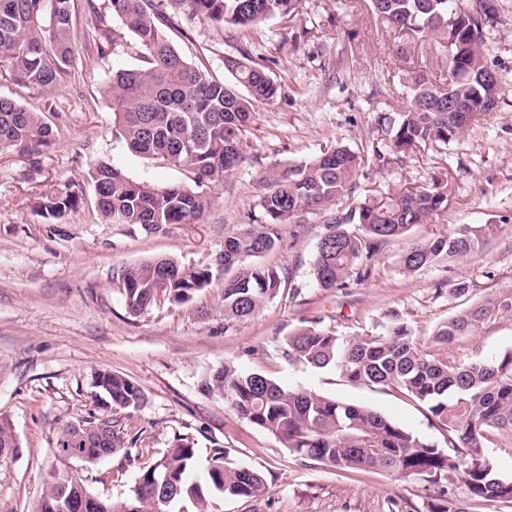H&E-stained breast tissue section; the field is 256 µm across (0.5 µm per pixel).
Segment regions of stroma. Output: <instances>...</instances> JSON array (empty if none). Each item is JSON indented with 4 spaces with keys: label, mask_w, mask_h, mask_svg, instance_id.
I'll use <instances>...</instances> for the list:
<instances>
[{
    "label": "stroma",
    "mask_w": 512,
    "mask_h": 512,
    "mask_svg": "<svg viewBox=\"0 0 512 512\" xmlns=\"http://www.w3.org/2000/svg\"><path fill=\"white\" fill-rule=\"evenodd\" d=\"M106 0H72L77 49L59 86L41 93L0 78V97L41 112L59 131L38 167L0 153V418L11 424L18 450L0 461V512H36L50 473L68 467L94 493L123 500L142 464L160 457L177 438L194 441L197 475L216 447L263 475L268 491L254 499L227 498L218 512H427L435 487L406 483L379 470L348 471L302 458L272 434L241 419L223 396L201 388L204 375L231 363L281 385L369 407L417 436L446 445L419 403L394 387L357 385L336 370H317L286 354L285 340L302 321L318 318L337 335L377 332L386 311L399 312L427 353L467 364L512 348V0H499V20L484 33L487 64L503 95L496 112L472 122L456 142L411 154L404 163L376 159L359 171L352 197L395 194L406 184L450 181L447 213L390 240L371 261L364 281L347 279L317 288L311 263L330 216L304 210L284 225L263 264L284 268L279 292L250 317L224 318L223 285L213 282L184 305L161 302L130 316L116 274L158 256L184 266H205L225 237L253 223L263 182L272 168L308 160L342 144L371 148L378 120L409 103V72L424 71L446 84L448 65L429 45L374 16L369 0H303L298 16L254 27L179 21L166 30L175 49L215 78L231 81L230 59L262 65L278 96L254 106L246 160L223 185L196 224H171L148 234L105 222L94 208L89 168L108 161L140 180L167 184L187 179L185 169L132 154L112 133V103L104 93L113 72L143 66L132 35L120 21L96 12ZM117 32L107 43L104 30ZM75 189L80 202L62 218L44 217L45 197ZM494 225L478 254L406 272L400 257L414 243L467 226ZM468 282L471 293L451 289ZM492 298L496 308L480 328L448 347L434 343L435 327L462 307ZM98 371L131 378L145 401L112 416L137 442L97 464L62 461L57 441L72 426L98 414L93 384Z\"/></svg>",
    "instance_id": "obj_1"
}]
</instances>
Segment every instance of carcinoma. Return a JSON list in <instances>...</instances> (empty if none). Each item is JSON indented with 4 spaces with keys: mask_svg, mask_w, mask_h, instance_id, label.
<instances>
[{
    "mask_svg": "<svg viewBox=\"0 0 512 512\" xmlns=\"http://www.w3.org/2000/svg\"><path fill=\"white\" fill-rule=\"evenodd\" d=\"M123 28L144 50L146 66L120 69L106 94L112 101L113 135L128 149L160 164L184 168L191 183L157 185L129 177L101 161L88 172L95 208L106 221L131 224L155 233L168 224H194L211 204L206 189L218 187L245 160L256 101H271L278 86L266 71L244 61L231 63L234 82L226 83L199 70L170 44L163 26L181 19L247 27L275 17L295 18L303 0H108ZM461 0H370L373 13L401 30L430 42L448 59L451 98L422 73L409 76L413 96L377 131L396 153L446 146L459 139L467 123L458 112L477 120L496 106L474 111L485 95L481 81L487 68L481 46L485 29L498 9L480 26L456 28ZM76 37L71 0H0V71L41 92L54 90L72 63ZM56 133L38 112L0 98V152L28 156L54 143ZM365 156L336 145L316 157L272 171L258 203L259 217L244 232L224 239V249L210 265L189 268L170 258H155L124 267L121 294L129 314L139 316L164 300L187 303L224 278V319L251 316L275 296L286 272L257 262L271 252L282 225L305 209H319L354 194L356 173ZM79 196L65 192L41 204L45 215L59 218L78 207ZM448 210V183L406 186L380 200L364 199L330 219L320 239L313 275L318 288L345 286L351 275L371 276L368 262L390 239ZM484 229L463 227L412 246L401 257L407 271L433 267L442 257H467L488 242ZM493 303L464 308L441 323L433 341L448 345L475 331ZM288 356L316 369H335L347 380L368 386H394L423 404L448 431L443 448L367 407L326 397L314 390L289 389L258 372L233 364L213 370L202 382L250 424L279 439L290 451L324 466L347 470H384L405 482L438 486L427 512H462L449 485L459 477L473 500L512 503V477L498 472L485 453L487 433L512 431V350L490 360L457 365L446 356L420 349L399 312L384 315V332L344 339L305 320L286 340ZM109 388H99L105 412L68 430L58 452L71 459L84 442L101 447L76 460L98 463L127 448L134 439L112 419V409L136 410L144 402L141 387L110 371ZM194 442L180 438L161 457L144 466L129 497L120 503L92 494L67 469H57L43 489L37 512H63L66 498L94 504L93 512H214L226 497L256 498L266 490L264 477L214 449L203 480L195 478ZM447 485H442V482Z\"/></svg>",
    "mask_w": 512,
    "mask_h": 512,
    "instance_id": "cac0c4a2",
    "label": "carcinoma"
}]
</instances>
